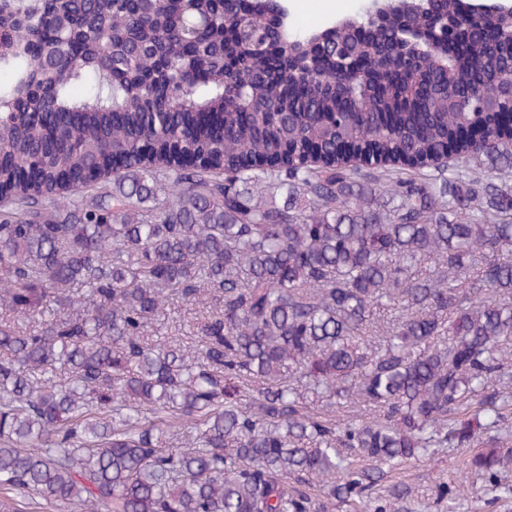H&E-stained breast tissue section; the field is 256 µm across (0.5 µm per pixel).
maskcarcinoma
Listing matches in <instances>:
<instances>
[{"instance_id": "obj_1", "label": "carcinoma", "mask_w": 512, "mask_h": 512, "mask_svg": "<svg viewBox=\"0 0 512 512\" xmlns=\"http://www.w3.org/2000/svg\"><path fill=\"white\" fill-rule=\"evenodd\" d=\"M409 19L448 37L344 68ZM359 21L282 41L263 0H0L1 490L319 512L435 445L512 463V12L494 40L465 0ZM163 291L211 307L192 346L147 335Z\"/></svg>"}]
</instances>
